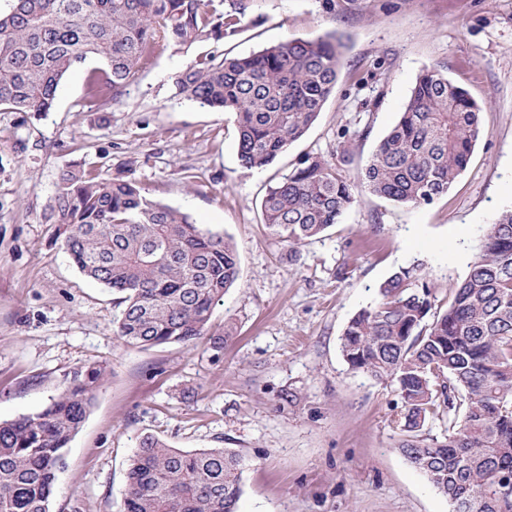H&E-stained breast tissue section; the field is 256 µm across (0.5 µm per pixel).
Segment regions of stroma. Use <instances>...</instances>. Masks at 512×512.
<instances>
[{
  "label": "stroma",
  "mask_w": 512,
  "mask_h": 512,
  "mask_svg": "<svg viewBox=\"0 0 512 512\" xmlns=\"http://www.w3.org/2000/svg\"><path fill=\"white\" fill-rule=\"evenodd\" d=\"M250 13L263 24L221 51L332 33L345 44L335 92L268 168L240 166L231 113L174 97L192 47L159 44L104 124L82 109L86 64L64 77L53 111L0 110V422L42 411L75 369L102 368L51 512H121L147 435L238 452L239 512H453L397 449L394 385L350 370L340 338L403 268H421L446 310L487 225L512 204V0H251ZM430 66L482 107L466 170L427 205L359 192L338 224L289 256L263 222L267 188L308 156L356 176ZM76 163L135 179L234 243L238 279L204 336L150 348L117 336L115 295L77 270L46 221Z\"/></svg>",
  "instance_id": "1"
}]
</instances>
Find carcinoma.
<instances>
[{"instance_id":"obj_1","label":"carcinoma","mask_w":512,"mask_h":512,"mask_svg":"<svg viewBox=\"0 0 512 512\" xmlns=\"http://www.w3.org/2000/svg\"><path fill=\"white\" fill-rule=\"evenodd\" d=\"M249 0H13L0 12V106L53 110L71 70L95 60L89 112H105L160 42L219 43L238 36ZM342 43L289 39L243 56L198 53L173 78L174 95L231 112L245 169L271 165L300 140L336 88ZM480 105L439 69H424L395 126L357 181L306 157L267 189L264 223L296 250L339 223L356 191L405 206L448 193L482 136ZM61 248L87 278L119 295L117 336L139 346L204 335L213 307L238 277L234 245L145 195L126 176L63 172L51 205ZM379 302L348 321V367L397 384L399 452L454 512L503 510L512 480V207L483 236L448 309L434 310L416 267L379 285ZM103 371L74 372L41 412L0 422V512H50L57 472ZM444 422L443 438L424 426ZM242 459L226 448H173L143 437L130 459L122 512H237Z\"/></svg>"}]
</instances>
